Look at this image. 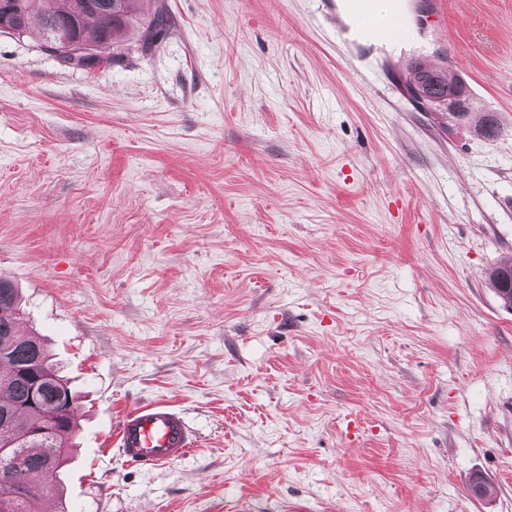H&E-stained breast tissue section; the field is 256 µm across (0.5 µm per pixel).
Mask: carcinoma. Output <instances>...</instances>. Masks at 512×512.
I'll return each instance as SVG.
<instances>
[{
	"instance_id": "carcinoma-1",
	"label": "carcinoma",
	"mask_w": 512,
	"mask_h": 512,
	"mask_svg": "<svg viewBox=\"0 0 512 512\" xmlns=\"http://www.w3.org/2000/svg\"><path fill=\"white\" fill-rule=\"evenodd\" d=\"M35 15L42 19L48 50L65 64L86 68L112 64L114 47L132 28L140 34L142 49L148 51L173 27L164 11L139 17L137 0H0V22L7 24L0 32L21 36ZM407 85L418 87L430 105L466 92L462 81H450L443 72L417 60L407 65ZM473 128L490 138L498 120L485 112ZM19 321L17 290L0 278V441L13 442L0 452V512H42V500L59 486L61 469L71 453L76 430L74 397L44 344L22 334ZM57 412L58 425L46 434H36L43 417ZM47 468L54 474L51 482L31 480Z\"/></svg>"
}]
</instances>
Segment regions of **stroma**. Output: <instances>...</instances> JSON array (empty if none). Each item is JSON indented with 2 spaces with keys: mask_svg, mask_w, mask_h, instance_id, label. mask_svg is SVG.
Wrapping results in <instances>:
<instances>
[{
  "mask_svg": "<svg viewBox=\"0 0 512 512\" xmlns=\"http://www.w3.org/2000/svg\"><path fill=\"white\" fill-rule=\"evenodd\" d=\"M160 9L106 67L0 32V276L78 402L45 506L512 512V0H409L364 48L336 0ZM413 58L497 136L414 99ZM157 400L199 446L140 470L112 439ZM391 0H373L372 8L379 16H386L389 13ZM393 7L386 18L381 30L371 28V24L365 26L366 30L383 44H393L406 40L409 32L405 23V14L402 9L403 0H393Z\"/></svg>",
  "mask_w": 512,
  "mask_h": 512,
  "instance_id": "1",
  "label": "stroma"
}]
</instances>
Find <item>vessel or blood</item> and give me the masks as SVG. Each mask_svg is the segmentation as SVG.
<instances>
[{"instance_id":"obj_1","label":"vessel or blood","mask_w":512,"mask_h":512,"mask_svg":"<svg viewBox=\"0 0 512 512\" xmlns=\"http://www.w3.org/2000/svg\"><path fill=\"white\" fill-rule=\"evenodd\" d=\"M405 14L400 0L395 3L376 39L393 44L408 38ZM114 443L129 464L154 469L174 463L197 448L195 430L185 413L171 404L155 401L127 411Z\"/></svg>"}]
</instances>
